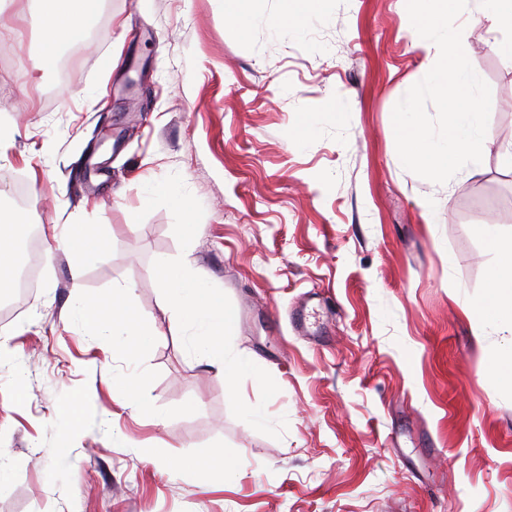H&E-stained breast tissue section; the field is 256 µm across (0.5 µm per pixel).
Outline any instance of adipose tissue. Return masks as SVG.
<instances>
[{"instance_id": "ef3b65f1", "label": "adipose tissue", "mask_w": 512, "mask_h": 512, "mask_svg": "<svg viewBox=\"0 0 512 512\" xmlns=\"http://www.w3.org/2000/svg\"><path fill=\"white\" fill-rule=\"evenodd\" d=\"M89 3L90 0H39V17L45 42L40 58L41 69H52L56 63L57 45L83 29ZM479 232L500 256L491 272L493 298L486 311L490 314H512V239H504L494 224L482 225ZM105 250L104 237L96 234L86 238L74 251L70 264L73 310L89 329L105 340L119 343L123 354L131 358L137 353L138 338L143 333V327L131 310L130 288H113L105 297V312L94 315L88 309L87 297L79 283L83 269L103 255Z\"/></svg>"}]
</instances>
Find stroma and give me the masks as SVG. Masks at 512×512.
<instances>
[{
  "instance_id": "obj_1",
  "label": "stroma",
  "mask_w": 512,
  "mask_h": 512,
  "mask_svg": "<svg viewBox=\"0 0 512 512\" xmlns=\"http://www.w3.org/2000/svg\"><path fill=\"white\" fill-rule=\"evenodd\" d=\"M480 6L456 24L496 150L437 184L396 149L393 108L438 55L405 0H298L290 35L283 0H249L245 31L231 0H97L58 50L77 64L46 72L38 0H0V209L20 181L43 251L0 324V512H512V386L487 375L512 319L472 318L498 259L479 227L512 238V58ZM173 172L204 208L185 249L167 208L134 220ZM77 224L107 240L85 293L134 290L137 361L70 314ZM160 256L229 297L281 438L233 417L222 370L171 332ZM320 307L319 339L296 335ZM218 452L227 477L202 478Z\"/></svg>"
}]
</instances>
